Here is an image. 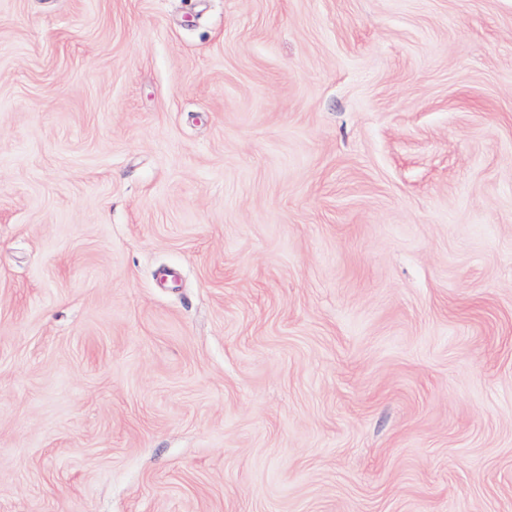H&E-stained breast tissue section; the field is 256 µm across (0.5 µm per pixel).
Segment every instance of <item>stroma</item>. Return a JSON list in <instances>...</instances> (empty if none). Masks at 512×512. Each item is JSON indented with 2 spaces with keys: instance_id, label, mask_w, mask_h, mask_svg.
Returning <instances> with one entry per match:
<instances>
[{
  "instance_id": "stroma-1",
  "label": "stroma",
  "mask_w": 512,
  "mask_h": 512,
  "mask_svg": "<svg viewBox=\"0 0 512 512\" xmlns=\"http://www.w3.org/2000/svg\"><path fill=\"white\" fill-rule=\"evenodd\" d=\"M0 512H512V0H0Z\"/></svg>"
}]
</instances>
